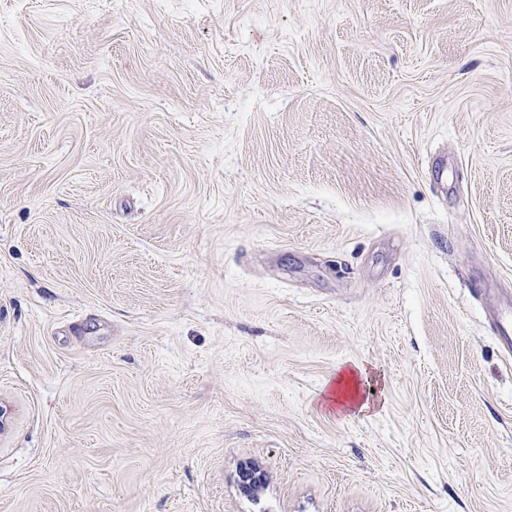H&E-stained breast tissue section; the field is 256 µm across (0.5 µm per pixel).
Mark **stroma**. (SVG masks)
Segmentation results:
<instances>
[{"instance_id": "obj_1", "label": "stroma", "mask_w": 512, "mask_h": 512, "mask_svg": "<svg viewBox=\"0 0 512 512\" xmlns=\"http://www.w3.org/2000/svg\"><path fill=\"white\" fill-rule=\"evenodd\" d=\"M511 299L512 0H0V512H512ZM492 329L503 354L512 356V306L507 315L497 313L492 320ZM368 371L359 365H344L337 372L334 383L329 381L325 388L330 394L328 400L336 404V411L350 414L370 407V400L362 394L369 382Z\"/></svg>"}]
</instances>
